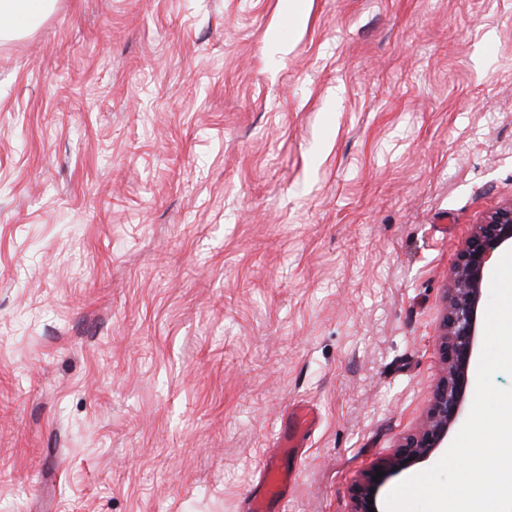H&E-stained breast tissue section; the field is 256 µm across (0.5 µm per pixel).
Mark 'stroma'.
Instances as JSON below:
<instances>
[{"label":"stroma","mask_w":512,"mask_h":512,"mask_svg":"<svg viewBox=\"0 0 512 512\" xmlns=\"http://www.w3.org/2000/svg\"><path fill=\"white\" fill-rule=\"evenodd\" d=\"M55 0L0 39V512H350L512 202V0ZM290 415L288 435L278 437L277 453L261 462L259 482L262 486V493L252 508L253 512H266V501H284L286 499L288 484L293 476L287 469L278 465L277 459L280 456H288L294 448H298L304 436L315 424V415L308 407L297 406Z\"/></svg>","instance_id":"stroma-1"}]
</instances>
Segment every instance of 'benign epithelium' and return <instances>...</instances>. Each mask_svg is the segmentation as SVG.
Here are the masks:
<instances>
[{
  "label": "benign epithelium",
  "instance_id": "1",
  "mask_svg": "<svg viewBox=\"0 0 512 512\" xmlns=\"http://www.w3.org/2000/svg\"><path fill=\"white\" fill-rule=\"evenodd\" d=\"M512 248V205L492 212L476 225L454 267L439 351L444 376L435 388L425 419L404 436L387 471L354 489L350 512H383L378 487L389 477L428 464L448 447L452 429L465 414L468 389L481 343V310L496 255Z\"/></svg>",
  "mask_w": 512,
  "mask_h": 512
}]
</instances>
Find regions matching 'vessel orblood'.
Listing matches in <instances>:
<instances>
[{"mask_svg": "<svg viewBox=\"0 0 512 512\" xmlns=\"http://www.w3.org/2000/svg\"><path fill=\"white\" fill-rule=\"evenodd\" d=\"M314 423L315 415L310 408L298 406L292 410L289 431L278 438L277 455L269 456L261 462L260 484L262 493L260 500H257L253 507V512H267V502L285 500L292 475L288 470L278 465L277 458L293 452Z\"/></svg>", "mask_w": 512, "mask_h": 512, "instance_id": "vessel-or-blood-1", "label": "vessel or blood"}]
</instances>
